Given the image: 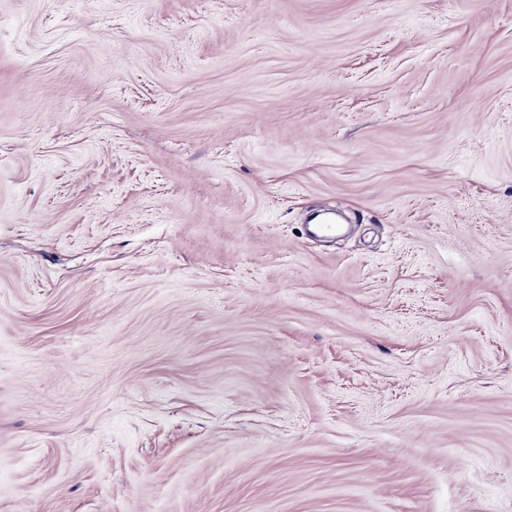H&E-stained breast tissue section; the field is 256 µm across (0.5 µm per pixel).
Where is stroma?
I'll return each instance as SVG.
<instances>
[{
	"label": "stroma",
	"mask_w": 512,
	"mask_h": 512,
	"mask_svg": "<svg viewBox=\"0 0 512 512\" xmlns=\"http://www.w3.org/2000/svg\"><path fill=\"white\" fill-rule=\"evenodd\" d=\"M0 512H512V0H0Z\"/></svg>",
	"instance_id": "obj_1"
}]
</instances>
